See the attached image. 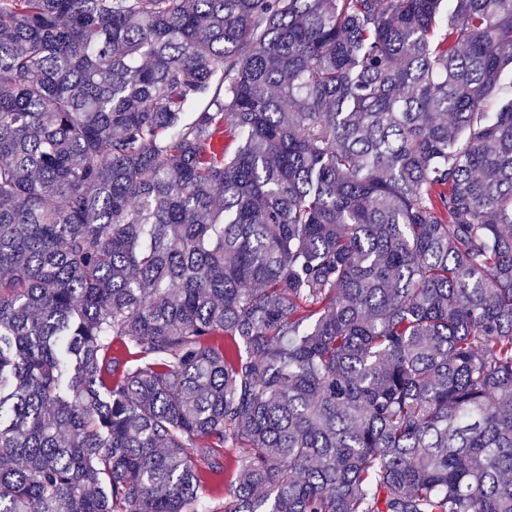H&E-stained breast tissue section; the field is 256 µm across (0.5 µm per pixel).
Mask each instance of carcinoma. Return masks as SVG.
Instances as JSON below:
<instances>
[{
  "label": "carcinoma",
  "mask_w": 512,
  "mask_h": 512,
  "mask_svg": "<svg viewBox=\"0 0 512 512\" xmlns=\"http://www.w3.org/2000/svg\"><path fill=\"white\" fill-rule=\"evenodd\" d=\"M0 512H512V0H0Z\"/></svg>",
  "instance_id": "1"
}]
</instances>
